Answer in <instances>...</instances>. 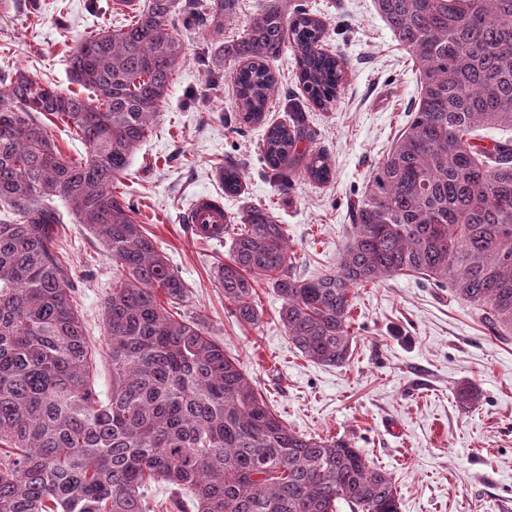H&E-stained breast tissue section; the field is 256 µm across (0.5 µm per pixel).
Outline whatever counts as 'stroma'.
Returning <instances> with one entry per match:
<instances>
[{
  "instance_id": "obj_1",
  "label": "stroma",
  "mask_w": 512,
  "mask_h": 512,
  "mask_svg": "<svg viewBox=\"0 0 512 512\" xmlns=\"http://www.w3.org/2000/svg\"><path fill=\"white\" fill-rule=\"evenodd\" d=\"M302 3L327 27L325 50L343 57V85L334 105L307 103L292 52L275 64L278 89L265 124H232L233 84L208 70L204 26L182 28L185 54L168 103L132 159L123 189L137 217L188 288L182 313L200 319L244 369L292 430L342 436L390 473L400 512H502L512 506V338L490 337L477 311L411 276L358 290L345 366L306 361L279 319L280 299L258 286V327H241L224 300L214 266L230 238L195 236L183 216L196 196L222 197L228 215L246 205L271 209L288 232L299 273L332 267L350 227V205L375 164L407 124L418 95L416 70L393 40L373 0H280ZM89 0H18L0 15V65L24 68L61 93L77 91L67 45L107 24ZM38 17H30L31 8ZM304 103L332 171L327 184L296 177L278 192L264 177L266 123H284L285 100ZM237 168L243 190L226 193L220 167ZM64 269L73 285L90 345L100 358L95 388L110 391L102 304L115 272L100 241L72 215L62 231ZM473 386L469 405L456 391Z\"/></svg>"
}]
</instances>
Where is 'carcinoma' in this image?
Returning <instances> with one entry per match:
<instances>
[{"label": "carcinoma", "mask_w": 512, "mask_h": 512, "mask_svg": "<svg viewBox=\"0 0 512 512\" xmlns=\"http://www.w3.org/2000/svg\"><path fill=\"white\" fill-rule=\"evenodd\" d=\"M180 0H113L109 25L76 42L63 95L22 68L0 66V512H150L162 480L188 498L179 512H399L391 475L342 437L298 433L201 325L164 300L188 288L118 193L159 117L184 54L171 16ZM395 41L418 63L411 119L351 207L336 265L296 274L287 229L268 208L224 216L233 233L216 268L243 327L259 325L255 286L282 300L280 319L302 356L341 367L351 355L355 290L415 276L512 335V0H374ZM240 0H207L213 64L234 81L239 117L259 123L290 49L310 101L326 107L344 59L324 50L325 24L271 0L238 39L224 26ZM71 126L87 155L66 158L43 117ZM305 110L289 106L261 148L283 192L297 174L330 181ZM224 191L238 194L234 166ZM101 241L116 279L103 303L112 392L95 388L96 357L62 264L56 200Z\"/></svg>", "instance_id": "carcinoma-1"}]
</instances>
